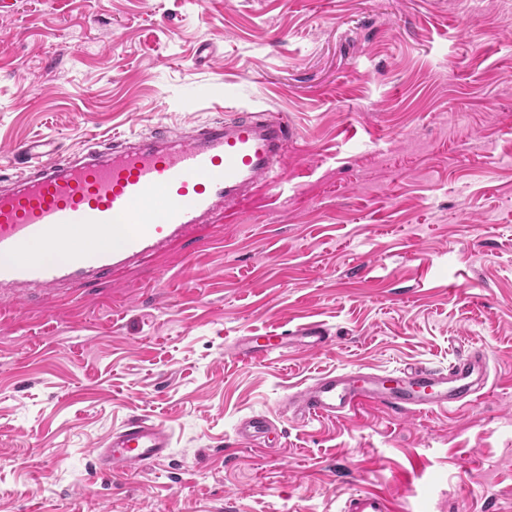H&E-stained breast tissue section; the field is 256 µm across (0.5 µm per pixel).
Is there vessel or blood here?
I'll list each match as a JSON object with an SVG mask.
<instances>
[{
    "label": "vessel or blood",
    "mask_w": 512,
    "mask_h": 512,
    "mask_svg": "<svg viewBox=\"0 0 512 512\" xmlns=\"http://www.w3.org/2000/svg\"><path fill=\"white\" fill-rule=\"evenodd\" d=\"M294 131L271 116L221 118L188 135L165 129L129 134L105 142L86 141L59 155L53 141L27 142L12 158L14 173L0 187V290L16 295L71 291L132 269L149 257L168 254L203 224L223 223L228 211L256 191L273 189L288 158ZM115 245H99L106 232ZM95 242L74 248L75 237ZM64 249L52 262L33 256L34 247ZM318 321L292 330L238 341L242 360L266 357L294 345L314 352L329 344ZM488 386L484 354L469 349L448 368L405 367L390 374L330 371L294 393L291 403L305 419L338 418L366 405L408 414L445 410L473 401ZM270 431L265 415L238 425L239 438L258 442ZM172 433L147 417L128 420L93 456L107 473H137L166 459ZM343 512H393L376 490L352 493Z\"/></svg>",
    "instance_id": "obj_1"
}]
</instances>
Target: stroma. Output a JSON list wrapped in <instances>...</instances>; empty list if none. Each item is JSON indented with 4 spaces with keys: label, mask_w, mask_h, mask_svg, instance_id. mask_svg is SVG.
I'll list each match as a JSON object with an SVG mask.
<instances>
[{
    "label": "stroma",
    "mask_w": 512,
    "mask_h": 512,
    "mask_svg": "<svg viewBox=\"0 0 512 512\" xmlns=\"http://www.w3.org/2000/svg\"><path fill=\"white\" fill-rule=\"evenodd\" d=\"M260 111L297 130L284 192L86 292H0V512H342L364 489L512 512V0L0 7V159ZM306 320L327 348L231 354ZM472 346L489 383L460 406L288 405L329 370L444 369ZM254 414L275 427L249 445ZM134 416L170 426V456L95 469ZM270 432V422L265 415L254 414L242 419L238 425L237 436L250 442L264 441Z\"/></svg>",
    "instance_id": "stroma-1"
}]
</instances>
